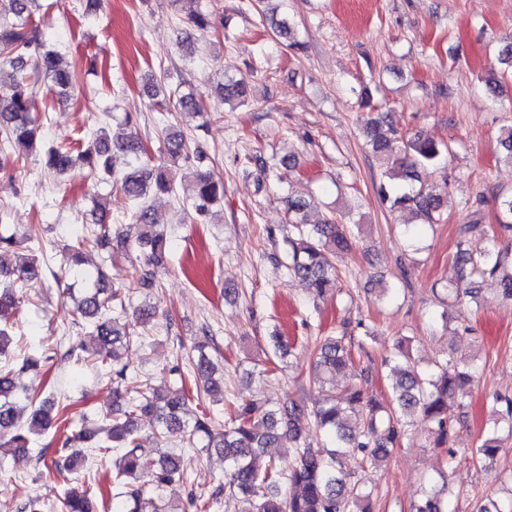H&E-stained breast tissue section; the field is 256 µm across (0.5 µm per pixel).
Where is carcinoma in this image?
I'll list each match as a JSON object with an SVG mask.
<instances>
[{"instance_id": "obj_1", "label": "carcinoma", "mask_w": 512, "mask_h": 512, "mask_svg": "<svg viewBox=\"0 0 512 512\" xmlns=\"http://www.w3.org/2000/svg\"><path fill=\"white\" fill-rule=\"evenodd\" d=\"M36 0H0V61L12 67L11 81L0 90V153L29 154L37 151L35 139L38 124L32 117L29 101L40 77L49 79L48 90L64 100L75 91L76 80L63 66L58 51L46 47L29 29ZM275 34L296 48L294 29L284 17H269ZM226 103L243 105L247 101V84L241 78L225 77L218 88ZM169 112L201 115L205 106L192 92L174 91L165 103ZM384 121L368 118L364 124L366 144L371 148L392 180L389 188H381L383 199L392 206L408 209L421 224L408 225L415 235L420 225L441 221L442 199L432 187L420 183L421 169L436 164L449 151L448 145L420 135L391 139L383 129ZM165 148L172 163H189L197 158L183 134L162 129ZM47 170L65 175L77 165L84 166L93 178L111 181L132 203L131 224L123 237L125 247L135 246L150 255L148 262L132 265L128 285L109 286L103 278L91 277L85 270V254L90 248L108 244L105 226L88 228L82 236L64 247L60 272L43 270L36 258L23 256L11 268L0 266V280L9 285L0 288V459L8 452L26 454L43 433L60 420L54 413L52 397L26 395L27 404L17 399L21 386L14 369L13 319L29 301V292L45 274L56 283L66 277L87 282L83 296L73 314L71 324L87 329L94 337L93 345L82 341L59 342L45 351L44 361L55 358L73 359L97 369L111 381L116 394L112 412L102 420L85 426L66 437L63 445L70 447L64 459L39 452L37 463L65 482L79 477L88 463L87 450L112 453V480L121 489L119 512H175L162 503L158 492L169 489L185 496L180 512H210L222 495L234 499L240 512H366L363 503L371 492L357 479L358 471L368 461L387 460L399 447L409 428L426 427L429 444L445 448L449 456L456 454L450 446L453 418L448 415V397L466 394L474 382V372L462 370L452 361L435 363L431 370L420 369L409 353L411 339L396 344L394 371L397 378L389 399L379 401L368 396L355 383L340 387L337 377L355 371L354 345L349 336L350 321L342 323L336 335L321 336L314 347L315 381L323 392L322 400L313 409L296 400L269 408L262 399L252 395L236 400L233 412L224 419V428L217 427L214 417H189L185 387L172 390L152 384L149 376L122 361L117 348L135 341L144 346L147 336L143 328L156 317L155 310L143 304L127 315L125 301L133 291L144 292L156 285L154 265L169 247L166 233L147 205L150 191L173 193L177 172L142 161L145 149L135 139L109 138L105 128L91 135L78 149L45 143L42 146ZM224 196V181L209 173L194 176L191 205L197 220L205 223L211 206ZM310 206L301 199H288L293 213L292 232L286 238V269L288 275L306 287L313 308L318 301L336 290V261L352 249L353 224H338L325 219L309 224L300 214ZM34 250L29 235L0 232V252ZM460 278L448 285V294L458 296L464 288L462 279L478 276L495 281L499 292L512 300V269H506L500 251L489 248L479 254L462 249L456 257ZM213 337L200 336L193 342L195 352L191 370L196 385L211 394L221 391L224 383L210 350ZM492 410L507 417L512 430V397L496 395ZM147 420L152 432L142 434L140 421ZM315 426L325 439L319 447L306 441L305 430ZM186 437L191 447L201 452L224 456L229 481L203 485L191 481L183 458L163 448H149L153 437ZM287 437L293 445L295 461L283 473L275 460L263 467L257 462L264 449ZM502 450L496 436L485 438L472 450L479 460L493 461ZM298 488L295 494L282 491V484ZM423 497L415 512H447L448 504L441 491L422 488ZM57 512H100V501L94 493L69 490L56 505Z\"/></svg>"}]
</instances>
